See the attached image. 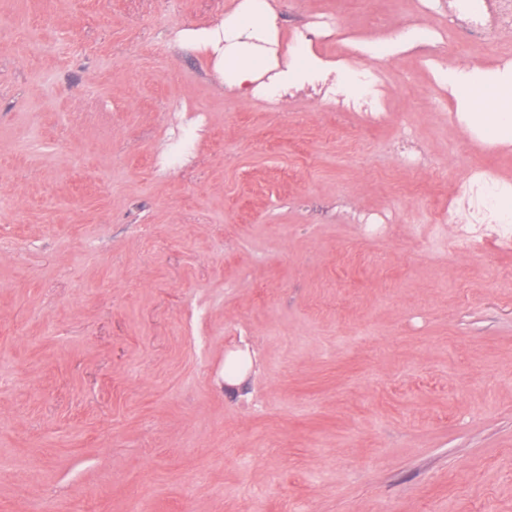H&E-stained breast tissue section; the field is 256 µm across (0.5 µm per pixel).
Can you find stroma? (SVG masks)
Instances as JSON below:
<instances>
[{"label": "stroma", "mask_w": 512, "mask_h": 512, "mask_svg": "<svg viewBox=\"0 0 512 512\" xmlns=\"http://www.w3.org/2000/svg\"><path fill=\"white\" fill-rule=\"evenodd\" d=\"M241 2L0 0V512H512V246L434 221L512 185L458 111L489 88L443 79L512 42L450 40L451 0H267L284 65H372L386 110L270 106L202 46Z\"/></svg>", "instance_id": "stroma-1"}]
</instances>
